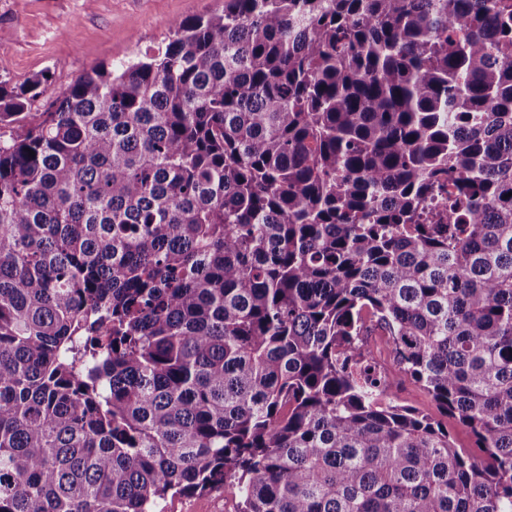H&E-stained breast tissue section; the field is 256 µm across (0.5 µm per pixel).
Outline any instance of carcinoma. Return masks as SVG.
I'll return each mask as SVG.
<instances>
[{
  "mask_svg": "<svg viewBox=\"0 0 512 512\" xmlns=\"http://www.w3.org/2000/svg\"><path fill=\"white\" fill-rule=\"evenodd\" d=\"M43 80L0 81V512H512V0H224L30 123ZM366 345L373 352L382 372L391 379H399L398 366L393 360L386 336L380 331H374L371 336H368ZM394 394V399L397 403L415 408L447 426L457 447L469 448L473 453L479 454L475 439L469 430L460 426L454 420L447 418L438 409L427 391L407 380H402L396 384ZM162 506L163 512H237L238 498L231 488L225 487L194 497H169Z\"/></svg>",
  "mask_w": 512,
  "mask_h": 512,
  "instance_id": "obj_1",
  "label": "carcinoma"
}]
</instances>
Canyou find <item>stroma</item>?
<instances>
[{"label": "stroma", "instance_id": "1", "mask_svg": "<svg viewBox=\"0 0 512 512\" xmlns=\"http://www.w3.org/2000/svg\"><path fill=\"white\" fill-rule=\"evenodd\" d=\"M224 0H0V80L20 85L42 74L37 106L47 110L61 91L93 67L136 56L167 41L176 22L221 11ZM382 372L396 380L397 403L447 426L455 444L474 448L466 428L447 418L421 387L403 380L383 333L367 339ZM165 512H237L231 488L167 499Z\"/></svg>", "mask_w": 512, "mask_h": 512}]
</instances>
